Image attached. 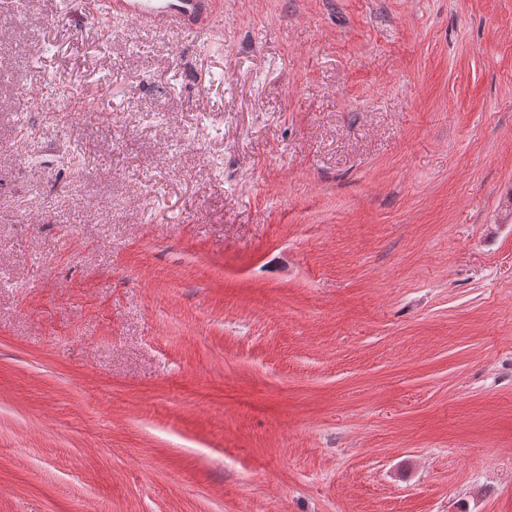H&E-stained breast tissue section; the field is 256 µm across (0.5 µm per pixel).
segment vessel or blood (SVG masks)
Wrapping results in <instances>:
<instances>
[{
    "label": "vessel or blood",
    "instance_id": "b4317fda",
    "mask_svg": "<svg viewBox=\"0 0 512 512\" xmlns=\"http://www.w3.org/2000/svg\"><path fill=\"white\" fill-rule=\"evenodd\" d=\"M103 14L201 38L222 20L223 9L221 0H104Z\"/></svg>",
    "mask_w": 512,
    "mask_h": 512
}]
</instances>
